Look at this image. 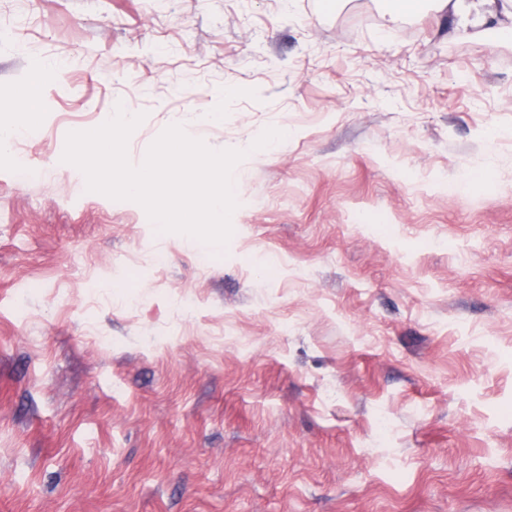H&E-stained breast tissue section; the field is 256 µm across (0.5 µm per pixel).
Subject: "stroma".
<instances>
[{"label": "stroma", "instance_id": "stroma-1", "mask_svg": "<svg viewBox=\"0 0 512 512\" xmlns=\"http://www.w3.org/2000/svg\"><path fill=\"white\" fill-rule=\"evenodd\" d=\"M40 71L0 160V512H512V33L0 0V107ZM120 102L130 160L175 116L246 151L223 253L62 162ZM45 81L43 73H36L30 80L19 104L0 114V151L11 150L10 139L30 135L35 130V120L41 107V88ZM8 137V139H7Z\"/></svg>", "mask_w": 512, "mask_h": 512}]
</instances>
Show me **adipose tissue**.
<instances>
[{
  "mask_svg": "<svg viewBox=\"0 0 512 512\" xmlns=\"http://www.w3.org/2000/svg\"><path fill=\"white\" fill-rule=\"evenodd\" d=\"M434 6L447 12L451 31L460 40L479 39L499 30L512 31V0H396V9L413 13ZM43 73L30 80L18 105L0 112V151L11 148L12 137L28 135L36 127L41 107Z\"/></svg>",
  "mask_w": 512,
  "mask_h": 512,
  "instance_id": "obj_1",
  "label": "adipose tissue"
}]
</instances>
